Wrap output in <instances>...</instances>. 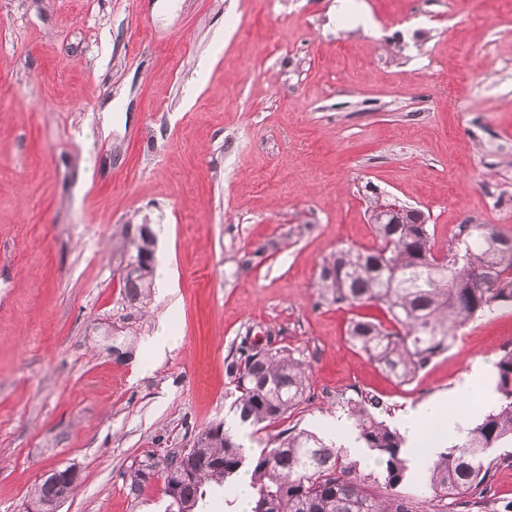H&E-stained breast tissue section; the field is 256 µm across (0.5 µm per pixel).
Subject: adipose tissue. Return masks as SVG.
<instances>
[{"instance_id":"obj_1","label":"adipose tissue","mask_w":512,"mask_h":512,"mask_svg":"<svg viewBox=\"0 0 512 512\" xmlns=\"http://www.w3.org/2000/svg\"><path fill=\"white\" fill-rule=\"evenodd\" d=\"M471 394L469 384H462L445 398H432L417 405L401 420V427L414 447L421 453L414 460L415 467H422L426 458L437 452L441 434L457 435L463 423L462 416L450 417L445 406L466 401Z\"/></svg>"}]
</instances>
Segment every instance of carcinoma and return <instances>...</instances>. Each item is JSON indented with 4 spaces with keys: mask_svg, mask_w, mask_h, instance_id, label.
Masks as SVG:
<instances>
[{
    "mask_svg": "<svg viewBox=\"0 0 512 512\" xmlns=\"http://www.w3.org/2000/svg\"><path fill=\"white\" fill-rule=\"evenodd\" d=\"M377 208L378 200L371 199L367 211L377 246L342 247L324 258L318 291L324 301L374 304L384 311L386 325L353 320L349 341L384 373L409 383L454 345L466 323L512 306V237L491 224H463L439 260L435 228ZM154 246L139 234L125 235L120 244L119 266L138 265L123 281L129 322L151 301L155 266L140 259ZM494 368L495 402L417 471L408 466L407 438L378 417L380 401L358 392L344 407L360 447L375 454L370 467L352 459L338 438L307 429H284L249 454L238 433L220 421L197 433L194 463L179 468L172 456L162 466L150 456L127 472L125 482L140 492L162 477L165 512H202L206 499L233 492L242 472L253 488L251 512H427L446 496L480 500L496 465L490 453L512 447L511 349ZM226 374L235 392L233 417L254 436L288 418L310 387L308 365L294 351L247 337L231 348ZM75 489L47 480L33 485L30 499L69 496Z\"/></svg>",
    "mask_w": 512,
    "mask_h": 512,
    "instance_id": "1",
    "label": "carcinoma"
}]
</instances>
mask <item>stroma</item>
Wrapping results in <instances>:
<instances>
[{
	"label": "stroma",
	"mask_w": 512,
	"mask_h": 512,
	"mask_svg": "<svg viewBox=\"0 0 512 512\" xmlns=\"http://www.w3.org/2000/svg\"><path fill=\"white\" fill-rule=\"evenodd\" d=\"M354 3L0 0V512L69 465L61 512H164L162 480L137 495L124 475L229 418L225 358L246 336L311 368L265 438L358 391L392 425L466 381L463 413L484 408L512 307L402 384L347 340L383 311L320 300L316 280L336 249L375 246V192L441 245L464 224L512 235V0ZM140 224L175 292L154 291L118 360L115 250ZM162 327L179 342L157 358Z\"/></svg>",
	"instance_id": "35a3bbf8"
}]
</instances>
